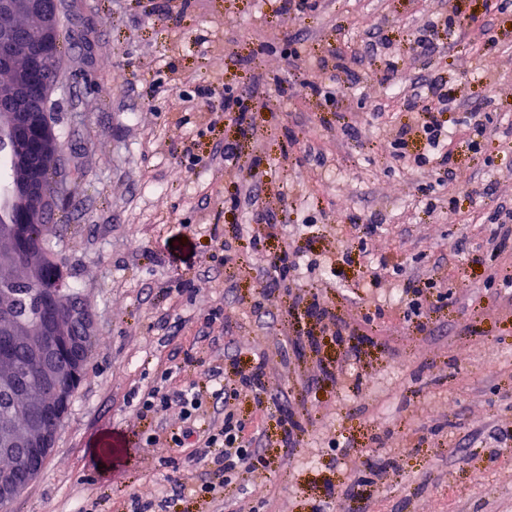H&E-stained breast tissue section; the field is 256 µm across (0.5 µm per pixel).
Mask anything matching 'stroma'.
Masks as SVG:
<instances>
[{
    "mask_svg": "<svg viewBox=\"0 0 512 512\" xmlns=\"http://www.w3.org/2000/svg\"><path fill=\"white\" fill-rule=\"evenodd\" d=\"M462 9L474 40L439 29L421 54L426 26ZM72 38L53 98L61 167L75 171L52 223L63 272L93 314L90 359L42 472L10 512H128L131 498H167V512H512V231L488 245L481 230L512 208V7L486 0H320L313 11L279 0H63ZM322 57L346 43L362 56L333 102L271 94L261 106L255 77L295 85L287 39ZM386 43L380 54L369 44ZM440 83L456 102L441 118L455 133L440 174L397 160L393 134L423 152L417 115L398 89ZM233 90L256 115L255 135L223 111ZM491 126L473 150L463 119ZM233 144L234 165L216 160ZM196 164H189L188 155ZM253 186L297 250L316 259L291 287L272 286L262 253L238 227L232 201ZM340 224H373L366 251ZM403 260L414 278L438 267L447 301L424 291L420 320L407 318L402 280L367 281L379 259ZM264 308L253 313L250 302ZM346 330L344 341L308 316L313 300ZM426 331H418V323ZM356 351L354 366L344 364ZM265 356V414L238 388L235 412L252 420L265 462L225 498L173 494L203 469L168 434L178 408L160 417L140 395L172 370L170 386L209 385L206 363L225 382ZM493 372H486V362ZM303 412L300 445L280 446L278 420ZM156 445H147V436Z\"/></svg>",
    "mask_w": 512,
    "mask_h": 512,
    "instance_id": "1",
    "label": "stroma"
}]
</instances>
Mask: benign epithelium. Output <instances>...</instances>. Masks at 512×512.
Listing matches in <instances>:
<instances>
[{"label": "benign epithelium", "mask_w": 512, "mask_h": 512, "mask_svg": "<svg viewBox=\"0 0 512 512\" xmlns=\"http://www.w3.org/2000/svg\"><path fill=\"white\" fill-rule=\"evenodd\" d=\"M62 0H0V129L8 135L14 180L9 205L15 218L0 235V251L40 287L41 320L23 337L40 365L44 393L27 407L23 430L0 428V503L18 498L41 472L76 387L87 366L93 332L90 310L69 301L59 288L41 287L40 264L30 225L45 223L56 202L42 191L46 162L61 144L44 121L58 66Z\"/></svg>", "instance_id": "1"}]
</instances>
